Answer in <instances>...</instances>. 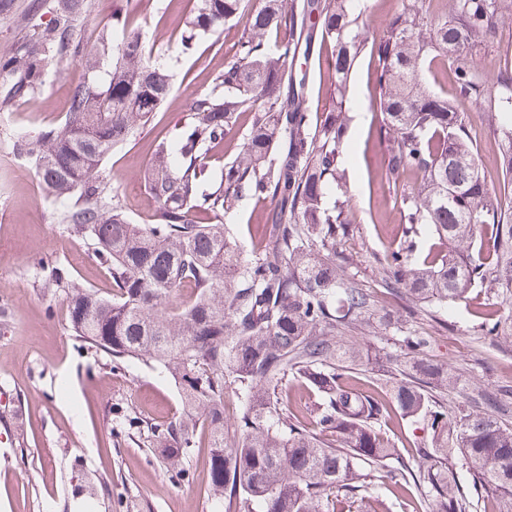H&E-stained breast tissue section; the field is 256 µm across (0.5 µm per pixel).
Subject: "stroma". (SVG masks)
Listing matches in <instances>:
<instances>
[{
  "label": "stroma",
  "instance_id": "stroma-1",
  "mask_svg": "<svg viewBox=\"0 0 512 512\" xmlns=\"http://www.w3.org/2000/svg\"><path fill=\"white\" fill-rule=\"evenodd\" d=\"M188 10L187 0H140L129 27L160 40L158 60L172 75L170 96L158 114L101 168L137 223L155 209L145 174L156 137L171 131L187 100L214 89L244 29L239 23L205 35L199 57L183 58L166 35L180 32ZM371 71L369 54H361L352 74L344 164V196L357 230L336 249L358 256L351 273L372 287L400 231L395 188L382 172ZM83 78L76 65L52 64L44 90L0 110V512H75L80 501L88 512H113L118 493L120 512H212L207 448L194 449L188 460L194 478L181 482L139 442L113 444L126 408L150 422L177 416L174 383L135 362L114 371L106 357L81 349L69 328L63 289L46 282L43 265L49 262L87 287L112 291L91 240L64 229L54 197L32 184L33 160L13 152L18 136H37L64 119L71 89ZM395 308L397 322L383 335L364 337L362 347L380 357L395 351L396 339L406 333L431 337L429 359L455 367L461 376L459 388L447 396L449 414L467 411L474 387L512 386V344L483 342L479 319L464 305H449L442 324L406 301ZM90 481L98 487L93 496L80 490Z\"/></svg>",
  "mask_w": 512,
  "mask_h": 512
}]
</instances>
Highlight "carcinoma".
I'll list each match as a JSON object with an SVG mask.
<instances>
[{"label": "carcinoma", "instance_id": "carcinoma-1", "mask_svg": "<svg viewBox=\"0 0 512 512\" xmlns=\"http://www.w3.org/2000/svg\"><path fill=\"white\" fill-rule=\"evenodd\" d=\"M87 0H33L46 23L0 48V110L30 100L52 61L85 70L64 122L14 150L35 160L59 202V223L89 238L112 274V296L70 279L65 292L74 336L112 358L158 366L174 381L179 415L152 435L166 469L190 480L186 460L197 434L208 439L211 497L224 512H389L409 489L421 512H472L475 497L512 512V386L475 388L471 411L448 418L444 395L458 377L425 358L431 340L409 332L394 354L360 369L358 336L383 334L400 298L428 308L466 303L478 282L512 292V193H493L459 102L480 112H512V63L494 73L477 50L512 21V0H403L383 35L368 38L365 0H195L180 34L181 53L200 38L246 20L235 56L224 61V94L199 95L183 122L159 138L146 174L157 203L145 222L130 220L100 178V167L154 117L171 91V74L151 62L140 37L110 54L126 30L134 0H112V19L88 41L77 26ZM371 45L381 128L382 168L399 195L403 242L370 290L348 274L354 256L336 243L354 234L344 206L324 205L329 182L346 187L343 145L352 67ZM331 62L322 88L330 104L319 122L307 107L310 71ZM112 70L97 80L102 57ZM453 63L455 95L435 91L427 73ZM249 128L220 172L209 154L224 147L242 116ZM503 182L512 181V125L493 128ZM244 197L270 199L251 253L224 225ZM448 249L416 262L418 225ZM495 225L493 249L482 227ZM190 293L178 300L176 292ZM474 313L483 339L512 343L494 303ZM315 396L286 401L288 377ZM240 410L224 419V392ZM417 422L430 442L407 466L384 426ZM461 457L472 490L448 486ZM387 470L388 495L374 496Z\"/></svg>", "mask_w": 512, "mask_h": 512}]
</instances>
